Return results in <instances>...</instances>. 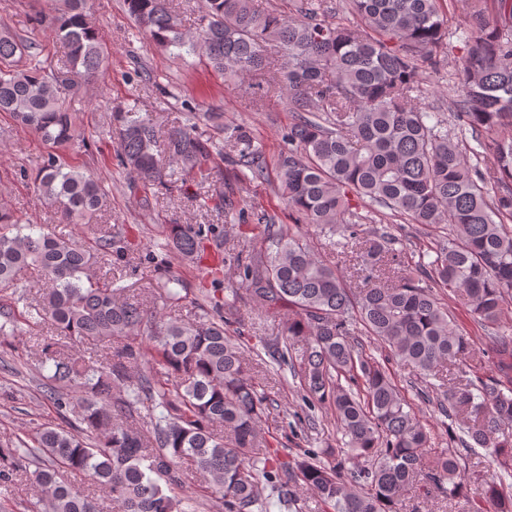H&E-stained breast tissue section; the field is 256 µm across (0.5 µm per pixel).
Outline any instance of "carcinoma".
I'll use <instances>...</instances> for the list:
<instances>
[{
  "label": "carcinoma",
  "instance_id": "carcinoma-1",
  "mask_svg": "<svg viewBox=\"0 0 512 512\" xmlns=\"http://www.w3.org/2000/svg\"><path fill=\"white\" fill-rule=\"evenodd\" d=\"M448 2L468 17L452 113L476 143L469 148L442 113L414 103L448 49L453 16L441 0H201L193 32L174 0H123L137 32L173 58L204 60L227 86L249 77L254 89L286 93L292 118L271 167L263 142L240 124L224 125L219 138L189 119L142 113L134 100L109 115L129 195L147 205L162 186L255 226L261 244L227 248L212 224L162 225L165 252L213 276L215 288L198 289L199 314L186 321L167 313L185 299L169 272L153 312L120 299L109 271L126 255L119 226L78 240L24 224L0 204V292L11 290L0 298V335L23 324L53 330L39 369L49 371L43 395L63 420L37 432L32 447L0 444V483L30 475L41 491L35 512H100L98 491L117 512H302L283 495L290 482L336 512H401L409 492L477 497L492 512H512V336L498 329L512 295V0ZM340 11L357 25L333 21ZM89 13L90 0H52L36 18L33 29H49L63 48L58 58L0 27V112L46 145L21 176L66 224L95 220L109 197L70 161L87 146L81 106L107 72L108 47ZM244 181L272 185L294 224L241 206L233 186ZM397 220L447 226L450 237L432 261L411 266L391 233L360 229ZM336 234L332 263L314 239ZM233 267L237 286L216 288ZM27 271L49 284L37 298L21 288ZM444 292L490 332L481 354L498 360L502 377L472 364L476 346L454 327ZM245 298L282 319L280 336L259 347L242 339L233 324ZM360 334L385 354L366 353ZM84 344L102 351L68 349ZM254 357L279 377L291 372L331 409L346 447L280 460L262 429L277 399L251 374ZM393 361L413 368L418 396L462 421L459 431L448 427V448L431 447ZM141 414L142 432L129 424ZM477 447L488 450L484 467L469 461ZM185 465L205 481L180 497ZM62 469L89 485L60 481Z\"/></svg>",
  "mask_w": 512,
  "mask_h": 512
}]
</instances>
